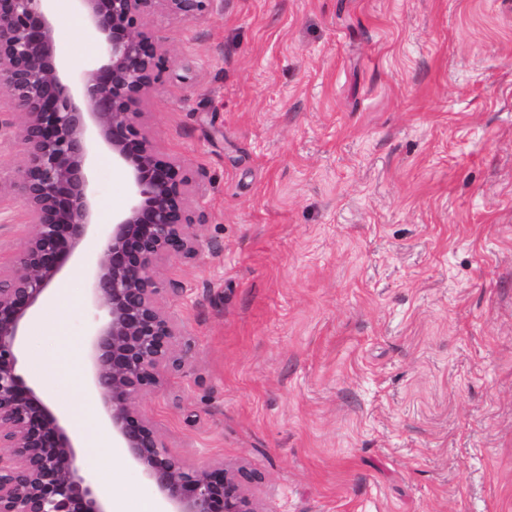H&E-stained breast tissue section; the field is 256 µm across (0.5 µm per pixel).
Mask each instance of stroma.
<instances>
[{
	"instance_id": "obj_1",
	"label": "stroma",
	"mask_w": 512,
	"mask_h": 512,
	"mask_svg": "<svg viewBox=\"0 0 512 512\" xmlns=\"http://www.w3.org/2000/svg\"><path fill=\"white\" fill-rule=\"evenodd\" d=\"M67 69L98 54L53 0ZM167 67L140 106L203 197L193 260L161 261L191 344L140 406L193 467L251 474L259 512H512V0H216L146 19ZM98 211L129 204L95 160ZM62 337L22 373L83 403L85 261ZM116 512L150 490L96 464Z\"/></svg>"
}]
</instances>
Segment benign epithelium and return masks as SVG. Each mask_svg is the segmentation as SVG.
<instances>
[{
	"label": "benign epithelium",
	"instance_id": "1",
	"mask_svg": "<svg viewBox=\"0 0 512 512\" xmlns=\"http://www.w3.org/2000/svg\"><path fill=\"white\" fill-rule=\"evenodd\" d=\"M44 2L0 0V89L15 117L11 144L24 158L8 191L32 225L19 247L0 246V512H105L78 464L75 433L20 373L26 321L90 237L100 248L87 271L99 316L86 345L87 380L112 436L169 512H258L242 475L222 463L187 465L138 405L190 352L160 303L156 266L201 251L191 233L192 178L160 157L139 121V105L166 64L144 19L159 7L194 19L217 0H77L99 58L72 77L63 72ZM99 148L112 153L130 183L128 207L102 228L93 178Z\"/></svg>",
	"mask_w": 512,
	"mask_h": 512
}]
</instances>
